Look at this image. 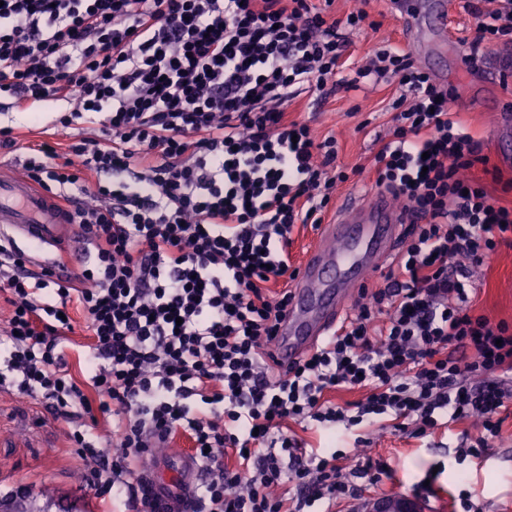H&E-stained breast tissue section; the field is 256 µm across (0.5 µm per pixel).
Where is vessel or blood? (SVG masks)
Instances as JSON below:
<instances>
[{
  "label": "vessel or blood",
  "mask_w": 512,
  "mask_h": 512,
  "mask_svg": "<svg viewBox=\"0 0 512 512\" xmlns=\"http://www.w3.org/2000/svg\"><path fill=\"white\" fill-rule=\"evenodd\" d=\"M394 8L416 54L429 61L446 55L448 0H395ZM412 221L408 211L395 207L379 190L341 201L299 268L278 336V362L299 361L335 326L371 274L397 249L404 225ZM5 228L47 248L76 253L85 247L66 223L56 198L29 179L1 170L0 229ZM138 469L145 490L159 501L162 512H190L191 492L199 478L192 452L147 457Z\"/></svg>",
  "instance_id": "b4317fda"
}]
</instances>
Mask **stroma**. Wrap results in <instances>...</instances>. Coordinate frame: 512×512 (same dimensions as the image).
I'll list each match as a JSON object with an SVG mask.
<instances>
[{
    "instance_id": "obj_1",
    "label": "stroma",
    "mask_w": 512,
    "mask_h": 512,
    "mask_svg": "<svg viewBox=\"0 0 512 512\" xmlns=\"http://www.w3.org/2000/svg\"><path fill=\"white\" fill-rule=\"evenodd\" d=\"M370 20L379 29L346 31L348 56L362 63L383 41L405 46L402 25L389 0H370ZM435 79L442 86L471 89L464 106L450 104L458 120L482 142L486 163H478L471 175L481 181L499 204H512V192L502 190L512 178V139L500 136L497 120L486 103L490 99L512 101V76L502 83H486L482 71L448 67ZM394 93L392 83L364 84L342 91L327 101L304 94L290 107L294 119L307 122L318 135H335L338 163L351 171L348 182L337 184L332 200L340 202L359 187L372 185L369 166L383 142L391 138V117L386 108ZM56 112L29 114L1 112L0 125L13 127L30 143L70 144L94 137L99 124L81 120L62 126ZM478 287L476 309L493 321L512 325V246L501 247L490 265L475 272ZM68 423L54 420L45 405L0 388V492L31 490L36 507L48 512H106L108 497L87 486L81 476L83 462L73 448ZM458 426L435 431L420 439L389 429H371V444L357 452L351 464L359 468L368 460L383 459L392 473L368 499L401 494L420 500L428 512H455L454 495L469 492L480 512H512V415L503 424L502 436L476 457H456ZM366 498V499H367Z\"/></svg>"
}]
</instances>
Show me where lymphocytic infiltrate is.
Returning <instances> with one entry per match:
<instances>
[{"label":"lymphocytic infiltrate","instance_id":"1","mask_svg":"<svg viewBox=\"0 0 512 512\" xmlns=\"http://www.w3.org/2000/svg\"><path fill=\"white\" fill-rule=\"evenodd\" d=\"M470 57L512 45V0H467ZM312 0H0V108L65 103L100 138L26 148L30 178L69 206L90 256L78 272L33 273L35 257L0 236V387L45 402L111 512L147 502L140 457L187 436L205 477L194 512H333L389 474L345 472L349 450L310 448L289 422L368 444L377 426L425 438L480 421L465 456L502 435L512 402V325L475 313L472 274L512 236L470 170L482 145L453 119L452 87L410 50L382 43L343 75V29ZM396 81L392 138L372 162L376 186L410 210L380 288L359 293L342 325L299 362L273 346L294 279L295 224L318 225L336 184L335 137L289 119L300 88L322 98ZM102 180L88 188L80 174ZM84 320L92 342L72 339ZM77 350L86 377L67 368ZM363 396L335 404L329 392ZM112 419L114 453L77 420Z\"/></svg>","mask_w":512,"mask_h":512}]
</instances>
